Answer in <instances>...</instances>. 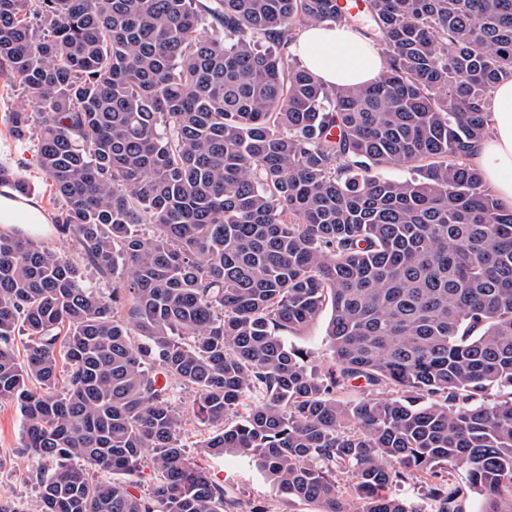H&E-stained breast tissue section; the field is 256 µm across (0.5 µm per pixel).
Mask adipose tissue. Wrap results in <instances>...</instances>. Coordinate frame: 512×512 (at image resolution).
I'll use <instances>...</instances> for the list:
<instances>
[{
  "mask_svg": "<svg viewBox=\"0 0 512 512\" xmlns=\"http://www.w3.org/2000/svg\"><path fill=\"white\" fill-rule=\"evenodd\" d=\"M290 49L330 87L370 84L385 66L378 48L361 31L342 24L304 26ZM489 109L491 132L471 150L468 161L483 171L499 201L512 208V78L497 83Z\"/></svg>",
  "mask_w": 512,
  "mask_h": 512,
  "instance_id": "adipose-tissue-1",
  "label": "adipose tissue"
}]
</instances>
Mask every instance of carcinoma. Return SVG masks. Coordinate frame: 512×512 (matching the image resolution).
Listing matches in <instances>:
<instances>
[{
    "instance_id": "cac0c4a2",
    "label": "carcinoma",
    "mask_w": 512,
    "mask_h": 512,
    "mask_svg": "<svg viewBox=\"0 0 512 512\" xmlns=\"http://www.w3.org/2000/svg\"><path fill=\"white\" fill-rule=\"evenodd\" d=\"M362 2L0 0V76L32 102L11 133L62 201L0 225V402L35 512H237L185 450L192 418L200 455L318 512H350L340 473L356 512H460L459 469L512 512V208L466 162L512 75V0ZM309 23L362 25L376 81L295 63ZM326 306L316 371L283 334ZM413 477L424 510L392 493Z\"/></svg>"
}]
</instances>
